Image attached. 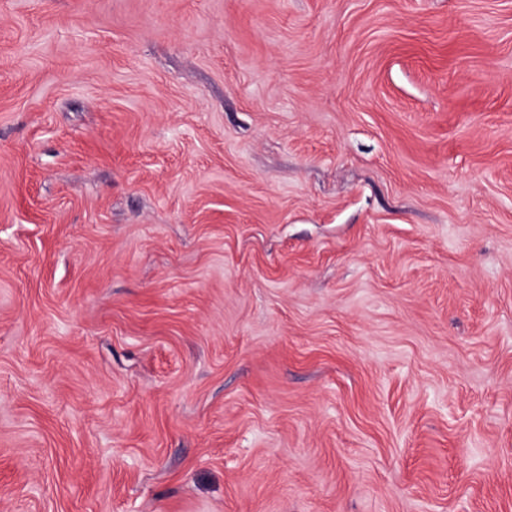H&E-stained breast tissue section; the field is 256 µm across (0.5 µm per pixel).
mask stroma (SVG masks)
Returning a JSON list of instances; mask_svg holds the SVG:
<instances>
[{
    "label": "stroma",
    "mask_w": 512,
    "mask_h": 512,
    "mask_svg": "<svg viewBox=\"0 0 512 512\" xmlns=\"http://www.w3.org/2000/svg\"><path fill=\"white\" fill-rule=\"evenodd\" d=\"M0 512H512V0H0Z\"/></svg>",
    "instance_id": "1"
}]
</instances>
